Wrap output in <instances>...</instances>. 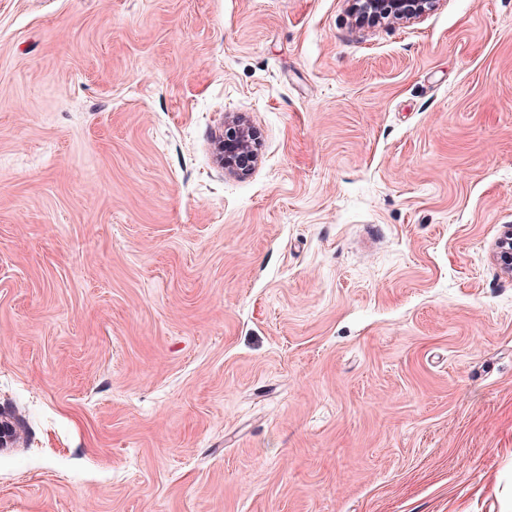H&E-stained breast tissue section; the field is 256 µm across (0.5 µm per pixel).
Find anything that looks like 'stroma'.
Instances as JSON below:
<instances>
[{
  "label": "stroma",
  "instance_id": "35a3bbf8",
  "mask_svg": "<svg viewBox=\"0 0 512 512\" xmlns=\"http://www.w3.org/2000/svg\"><path fill=\"white\" fill-rule=\"evenodd\" d=\"M509 224L512 0H0V512H512ZM352 11L360 20L414 21L431 11L436 0H351ZM217 150L221 160H224L226 168L228 166L246 170L256 159L255 149L248 131L244 127L235 124L225 126L224 137L218 141ZM239 159H248L249 162L245 167H242L236 163ZM495 255L504 272L512 275V225L506 226L495 243Z\"/></svg>",
  "mask_w": 512,
  "mask_h": 512
}]
</instances>
